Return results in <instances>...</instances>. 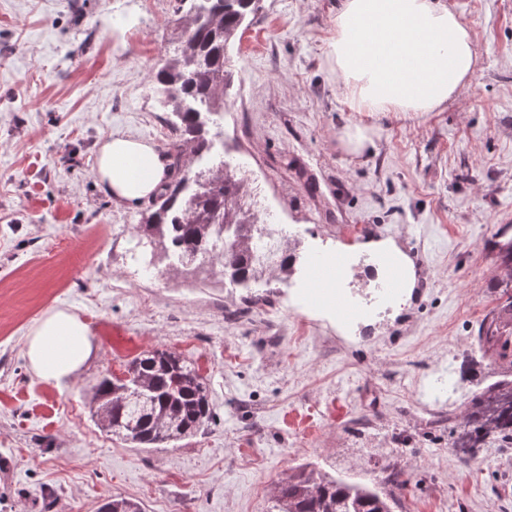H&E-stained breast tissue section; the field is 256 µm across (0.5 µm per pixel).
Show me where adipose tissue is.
Returning <instances> with one entry per match:
<instances>
[{"label": "adipose tissue", "mask_w": 512, "mask_h": 512, "mask_svg": "<svg viewBox=\"0 0 512 512\" xmlns=\"http://www.w3.org/2000/svg\"><path fill=\"white\" fill-rule=\"evenodd\" d=\"M329 57L358 112L437 111L477 66L472 35L445 0H341ZM171 175L152 143L115 133L98 148L95 176L119 202L154 197ZM91 351L87 324L65 309L45 313L26 339L30 368L45 381L68 380Z\"/></svg>", "instance_id": "ef3b65f1"}]
</instances>
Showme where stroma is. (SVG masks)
I'll return each mask as SVG.
<instances>
[{"instance_id":"35a3bbf8","label":"stroma","mask_w":512,"mask_h":512,"mask_svg":"<svg viewBox=\"0 0 512 512\" xmlns=\"http://www.w3.org/2000/svg\"><path fill=\"white\" fill-rule=\"evenodd\" d=\"M478 58L469 88L437 112H353L327 62L339 0H262L228 49L224 109L203 113L211 149L186 167L229 165L243 203L279 224L289 272L243 288L157 260L141 275L135 232L151 201L119 204L94 175L120 132L166 150L171 112L155 73L179 28L177 0H0V512H98L114 496L145 512H271L289 473L392 492L394 512H512V447L470 466L451 448L468 402L499 380L476 341L499 306L493 244L512 237V0H446ZM349 125L374 128L361 157ZM394 239L417 286L400 311L353 276L359 309L303 296L311 251ZM74 311L92 353L68 381L24 355L46 310ZM164 348L203 376L213 419L163 448L104 434L88 404L106 375ZM344 150L353 157L363 156L374 145V132L366 126L346 127L340 137Z\"/></svg>"}]
</instances>
